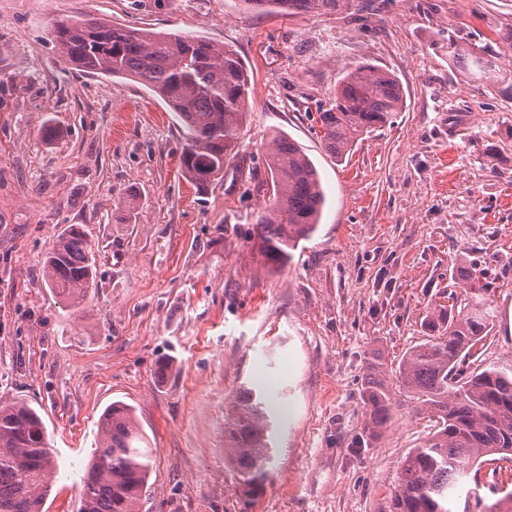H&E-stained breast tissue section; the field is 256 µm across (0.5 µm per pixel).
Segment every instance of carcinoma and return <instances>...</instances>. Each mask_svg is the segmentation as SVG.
I'll use <instances>...</instances> for the list:
<instances>
[{"label": "carcinoma", "mask_w": 512, "mask_h": 512, "mask_svg": "<svg viewBox=\"0 0 512 512\" xmlns=\"http://www.w3.org/2000/svg\"><path fill=\"white\" fill-rule=\"evenodd\" d=\"M255 13L341 12L352 0H239ZM51 36L66 61L93 75L141 83L175 113L185 137L183 174L199 185L224 177L236 155L239 130L249 112L250 72L236 50L199 35L153 32L89 15L52 25ZM494 32L484 56L448 39V57L476 68L489 84L512 82V70L496 63ZM401 82L389 71L362 63L338 82L332 99L312 116L328 153L341 158L362 136L402 111ZM268 177L251 172L248 182L267 188L271 203L253 230V247L264 261L282 266L290 251L316 229L324 194L318 172L303 148L286 134L271 141ZM49 288L78 307L96 287L93 247L82 227L70 224L54 236L42 260ZM470 301L453 313L425 318L424 341L402 358L397 379L431 414L433 432L405 457L385 512H451L448 502L464 488L473 465L485 456L512 461V370H469L473 348L488 334L491 314L479 272L463 269ZM359 396L365 431L377 438L390 419L392 395L384 363L372 358ZM241 412L224 431L227 463L248 494L262 490L267 396L246 387ZM100 442L84 477L80 512H139L147 492L152 450L130 408L115 402L99 419ZM52 452L38 412L22 401L0 403V512H43L52 479Z\"/></svg>", "instance_id": "cac0c4a2"}]
</instances>
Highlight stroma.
<instances>
[{"label":"stroma","instance_id":"1","mask_svg":"<svg viewBox=\"0 0 512 512\" xmlns=\"http://www.w3.org/2000/svg\"><path fill=\"white\" fill-rule=\"evenodd\" d=\"M82 14L238 51L254 89L221 180L183 177L182 129L143 85L62 59L49 26ZM495 30L511 57L512 0H354L292 16L238 0H0V402L43 419L55 476L44 512H79L117 400L154 450L141 512H382L432 423L397 386L385 431L362 439L358 389L373 355L395 370L434 306H460V269L490 285L478 364L512 369V88L448 58L449 40L475 50ZM366 62L399 78L406 104L339 161L308 115ZM279 132L314 162L326 201L273 270L250 239L269 197L242 173L264 168ZM70 224L98 266L79 308L42 272ZM245 385L268 395L273 450L250 503L224 444ZM510 491L512 462H485L451 509L512 512Z\"/></svg>","mask_w":512,"mask_h":512}]
</instances>
